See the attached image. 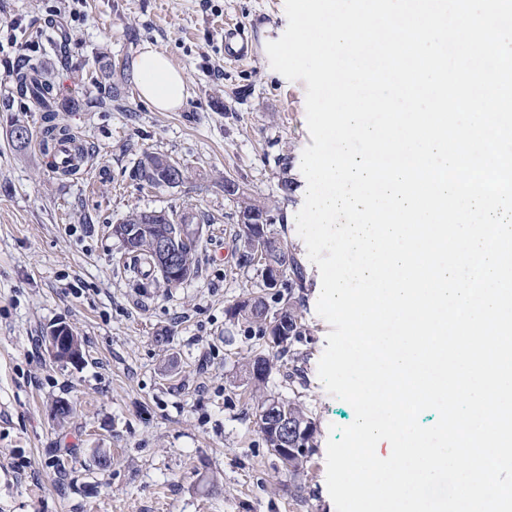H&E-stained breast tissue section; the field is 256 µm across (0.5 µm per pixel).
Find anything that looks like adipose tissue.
Wrapping results in <instances>:
<instances>
[{
    "label": "adipose tissue",
    "mask_w": 512,
    "mask_h": 512,
    "mask_svg": "<svg viewBox=\"0 0 512 512\" xmlns=\"http://www.w3.org/2000/svg\"><path fill=\"white\" fill-rule=\"evenodd\" d=\"M135 82L141 98L160 112L177 111L187 97L182 71L164 52L150 45L138 58Z\"/></svg>",
    "instance_id": "1"
}]
</instances>
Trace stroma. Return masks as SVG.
<instances>
[{
  "label": "stroma",
  "instance_id": "1",
  "mask_svg": "<svg viewBox=\"0 0 512 512\" xmlns=\"http://www.w3.org/2000/svg\"><path fill=\"white\" fill-rule=\"evenodd\" d=\"M1 21L13 27L0 34V512H336L329 428L355 412L318 377L330 331L316 311L321 277L286 221L304 203L312 139L305 82L273 70L266 53L287 27L284 0H0ZM228 23L248 40L246 61L224 52ZM147 45L185 75L179 111H156L137 91ZM26 54L52 78L57 123L91 150L82 174L58 175L37 148L42 115L13 92L11 64ZM108 95L117 107H97ZM19 123L33 135L22 149L10 137ZM145 150L180 163L182 186L140 187L132 166ZM228 178L272 206L274 235L304 260V383L289 386L290 356L273 350L265 386L299 396L317 425L298 491L257 429L241 375L258 339L225 315L262 287L257 268L238 264ZM135 208L210 215L195 276L138 288L117 274L125 249L112 227ZM57 322L81 338L80 366L46 352ZM60 398L75 406L63 422L52 416Z\"/></svg>",
  "mask_w": 512,
  "mask_h": 512
}]
</instances>
